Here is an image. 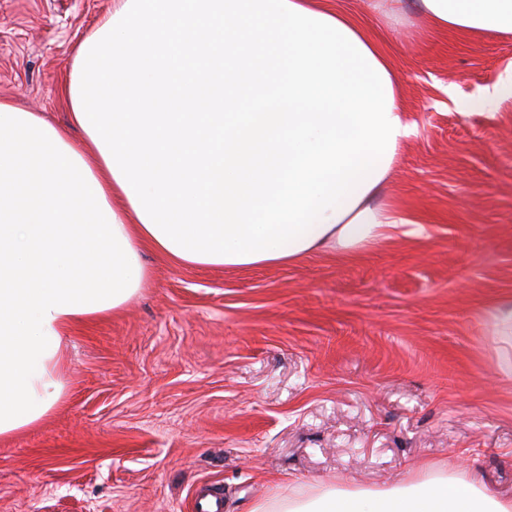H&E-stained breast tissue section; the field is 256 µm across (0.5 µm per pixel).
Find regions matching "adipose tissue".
<instances>
[{
  "label": "adipose tissue",
  "mask_w": 512,
  "mask_h": 512,
  "mask_svg": "<svg viewBox=\"0 0 512 512\" xmlns=\"http://www.w3.org/2000/svg\"><path fill=\"white\" fill-rule=\"evenodd\" d=\"M432 29L512 32V0H419ZM74 140L0 101V437L65 396L67 329L149 279L143 246L246 269L379 244L408 221L383 198L412 125L394 64L331 0H124L80 45ZM512 376V297L487 313ZM254 512H512L438 475L319 489Z\"/></svg>",
  "instance_id": "adipose-tissue-1"
}]
</instances>
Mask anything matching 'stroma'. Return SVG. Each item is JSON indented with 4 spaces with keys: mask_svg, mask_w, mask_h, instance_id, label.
Wrapping results in <instances>:
<instances>
[{
    "mask_svg": "<svg viewBox=\"0 0 512 512\" xmlns=\"http://www.w3.org/2000/svg\"><path fill=\"white\" fill-rule=\"evenodd\" d=\"M360 14L393 56L413 130L379 247L251 269L175 263L68 333L63 402L0 439V512H224L379 490L423 467L512 499V378L486 309L512 295V99L460 111L512 63V33ZM114 0H0V99L70 128L61 88Z\"/></svg>",
    "mask_w": 512,
    "mask_h": 512,
    "instance_id": "stroma-1",
    "label": "stroma"
}]
</instances>
